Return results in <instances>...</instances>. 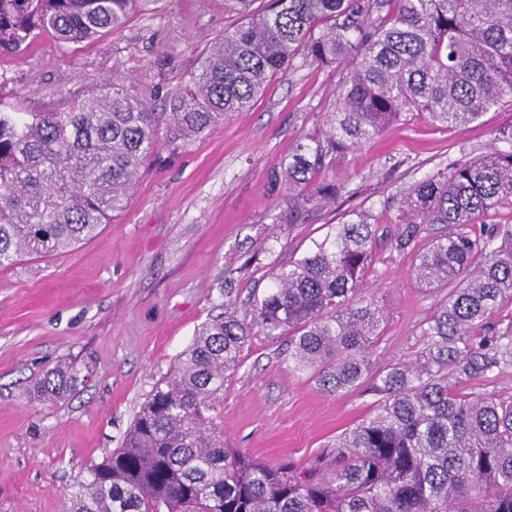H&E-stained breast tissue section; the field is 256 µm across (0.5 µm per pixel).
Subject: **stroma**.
<instances>
[{"label": "stroma", "instance_id": "obj_1", "mask_svg": "<svg viewBox=\"0 0 512 512\" xmlns=\"http://www.w3.org/2000/svg\"><path fill=\"white\" fill-rule=\"evenodd\" d=\"M236 21L224 0H157L89 43L36 39L0 53V100L42 112L99 96L115 80L162 111L158 82L180 84ZM339 77L313 65L288 72L250 111L178 154L160 148L125 211L96 237L0 267V512H67V488L121 446L196 330L227 310L252 322L274 268L304 256L352 211H369L378 226L363 278L386 312L372 361L418 358L446 292L412 280L413 254L389 249L399 203L435 168L511 146L512 104L452 129L404 113L337 163L343 191L333 203L291 205L281 165L297 140L322 128ZM288 352L287 332L253 329L212 416L229 447L304 465L369 415L378 396L366 386L323 390L313 372L292 369ZM59 366L78 384L43 401L35 387Z\"/></svg>", "mask_w": 512, "mask_h": 512}]
</instances>
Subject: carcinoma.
<instances>
[{"mask_svg": "<svg viewBox=\"0 0 512 512\" xmlns=\"http://www.w3.org/2000/svg\"><path fill=\"white\" fill-rule=\"evenodd\" d=\"M158 0H0V48L44 36L81 44L122 29L137 5ZM225 0L240 21L202 53L154 112L112 83L93 100L20 112L0 103V267L97 235L125 210L160 144L183 146L246 112L295 67L346 63L324 129L284 166L305 203L336 199L322 176L405 112L455 128L512 102V0ZM512 205V147L459 160L412 185L391 249L414 253L411 274L448 296L423 330L419 359L376 370L372 346L385 318L363 295L375 225L364 212L334 225L302 258L272 273L256 304L267 334L290 331L289 358L323 388L370 382L373 413L299 468L224 446L208 413L239 364L252 327L231 313L196 333L166 387L148 397L121 447L67 490L69 512H512V398L448 384L512 370V224L481 218ZM422 224L445 231L417 248ZM74 383L51 370L47 399Z\"/></svg>", "mask_w": 512, "mask_h": 512, "instance_id": "obj_1", "label": "carcinoma"}]
</instances>
